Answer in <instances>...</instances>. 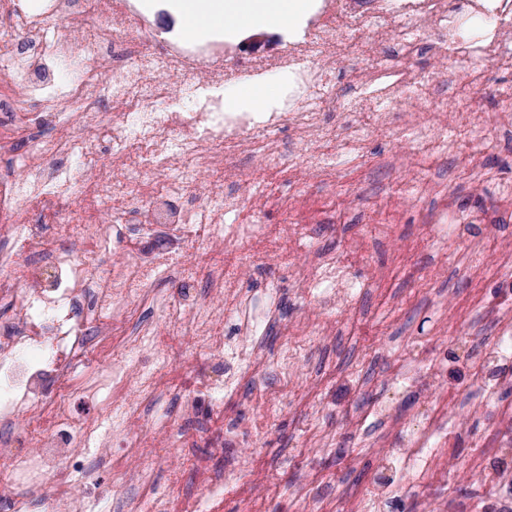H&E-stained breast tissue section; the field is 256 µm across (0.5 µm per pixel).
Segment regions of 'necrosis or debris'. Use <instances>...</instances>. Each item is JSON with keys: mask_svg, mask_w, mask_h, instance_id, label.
Masks as SVG:
<instances>
[{"mask_svg": "<svg viewBox=\"0 0 512 512\" xmlns=\"http://www.w3.org/2000/svg\"><path fill=\"white\" fill-rule=\"evenodd\" d=\"M4 10L10 21L0 25V70L7 75L0 85V156L14 174L0 181V305L8 309L0 319V512H97L100 496L112 491L105 482L112 473L141 481L140 499L120 502L117 512H197L195 500H176L147 479L158 449L194 443L182 418L147 417L186 365L182 343L208 353L195 386L216 416L243 375L278 377L279 390L255 394L272 412L293 389L312 343L335 334L336 289L351 285L348 265L316 255L314 272L297 279L295 293L323 299L322 321L283 323L273 357L255 355L274 322L279 290L271 287L255 298L244 338L224 334L239 314L246 272L271 257L293 263L291 244L304 231L262 221L263 179L282 171L288 158L281 129L293 130L300 166L329 178L335 155L326 112H371L383 130L404 124L409 134L396 138L393 157L407 188L394 205L406 208L423 172L420 156L462 148L484 127L466 96H437L433 72L413 69L414 53L427 45L437 57L512 64V0H464L457 9L448 0H379L365 23L345 0H319L287 52L250 60L220 38H174L161 51L146 50L150 26L137 0H43L36 12L25 0H7ZM387 40L398 47L390 64L398 80L373 96L364 90L373 73L357 71L351 93L337 102L329 81L337 61ZM61 59L80 66L64 86L55 69ZM224 59L287 72L281 106L225 111L228 73L217 66ZM182 88L194 92L188 112L171 108ZM23 98L54 114L56 134L37 132L36 119L19 106ZM105 101L111 114L100 110ZM243 157L257 161L258 171L241 168ZM242 184L244 196L235 192ZM101 208L123 234L93 230L90 213ZM35 212L41 223H29ZM158 225L184 241L188 257L165 252L140 260L139 239ZM111 252L120 260L103 265ZM202 276L223 299V312L197 295ZM160 281L172 284L171 295L153 292ZM501 294L496 341L473 361L472 375L501 434L512 438V400L501 396L512 384V290ZM146 309L160 310V318L145 320ZM80 401L87 409L77 419L72 411ZM395 427L409 442L393 452L395 467L425 493L436 462L454 456L461 427L444 400ZM470 466L484 476L475 500L480 510L512 486L495 453H472Z\"/></svg>", "mask_w": 512, "mask_h": 512, "instance_id": "4bbe7bcc", "label": "necrosis or debris"}]
</instances>
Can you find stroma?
Masks as SVG:
<instances>
[{"label": "stroma", "instance_id": "1", "mask_svg": "<svg viewBox=\"0 0 512 512\" xmlns=\"http://www.w3.org/2000/svg\"><path fill=\"white\" fill-rule=\"evenodd\" d=\"M173 0H140L154 37L148 48L161 50L165 39L180 35ZM416 67L434 70L437 92L459 86L465 70L475 69L481 82L471 99L486 128L474 139L469 160L448 152L429 155L432 184L417 188L405 210L392 206L398 173L391 151L393 140L370 130L362 153H337L336 178L328 182L313 175L295 176L293 168L271 178L273 193L296 200H314L312 209L283 213L270 207L268 224H308L317 250L345 255L358 248L353 267L366 290L335 314L333 338L315 342L298 370L293 393L285 396L282 412L271 415L263 430L251 427L258 406L256 384L241 379L236 393L224 401V424L241 433L238 442L224 445L225 471L251 463L248 492L227 486L220 499L207 498L182 453L166 455L155 466L154 480L173 497L201 500L205 512H297L309 492L326 501L348 497L355 489L393 479L387 449L374 439L393 436L392 420L400 411L416 417L435 398L454 399L465 410L461 417L464 447L456 451L452 480L435 478L434 500L455 512H468L481 481L468 463L470 447L495 441L492 412L480 403L470 365L497 334L494 303L474 305L483 288H504L512 274L497 266L495 255L512 243V126L497 124V114L511 107L512 68L491 60L470 62L455 55L436 58L422 53ZM343 199L334 211L320 208L328 196ZM448 209L457 220L453 233L437 239L432 226L438 212ZM299 269L268 259L247 273L243 289L260 292L268 284L281 290L279 316L303 320L321 312L320 303L298 299L292 288L297 272L312 263L299 254ZM447 352L438 383L422 381L407 391L393 381L398 360ZM384 408V421L372 424L370 435L355 432L351 415L367 402ZM311 419L319 433L333 437L332 447H320L302 430Z\"/></svg>", "mask_w": 512, "mask_h": 512}]
</instances>
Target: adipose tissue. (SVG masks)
Returning a JSON list of instances; mask_svg holds the SVG:
<instances>
[{
    "label": "adipose tissue",
    "mask_w": 512,
    "mask_h": 512,
    "mask_svg": "<svg viewBox=\"0 0 512 512\" xmlns=\"http://www.w3.org/2000/svg\"><path fill=\"white\" fill-rule=\"evenodd\" d=\"M181 31L197 38L214 31L236 34L250 28L293 27L308 13L310 0H176ZM281 79L226 89L224 103L232 110L265 107L281 89Z\"/></svg>",
    "instance_id": "ef3b65f1"
}]
</instances>
